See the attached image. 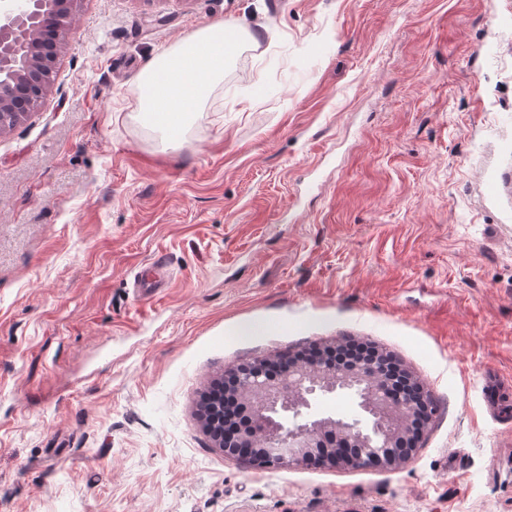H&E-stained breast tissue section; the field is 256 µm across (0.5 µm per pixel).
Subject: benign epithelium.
<instances>
[{
    "label": "benign epithelium",
    "mask_w": 512,
    "mask_h": 512,
    "mask_svg": "<svg viewBox=\"0 0 512 512\" xmlns=\"http://www.w3.org/2000/svg\"><path fill=\"white\" fill-rule=\"evenodd\" d=\"M77 0H3L0 4V134L35 111L53 82L57 44L72 27ZM330 346L314 355L293 354L275 370L256 359L234 369L225 394L206 395L203 426L215 447L261 469L294 467L392 468L397 449L420 442L436 407L420 382L398 392L387 369L390 354L375 349L369 359L338 364ZM348 396L353 418L316 411V403ZM235 403L247 422L223 436L224 399Z\"/></svg>",
    "instance_id": "7a95c632"
}]
</instances>
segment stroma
Returning <instances> with one entry per match:
<instances>
[{"label": "stroma", "mask_w": 512, "mask_h": 512, "mask_svg": "<svg viewBox=\"0 0 512 512\" xmlns=\"http://www.w3.org/2000/svg\"><path fill=\"white\" fill-rule=\"evenodd\" d=\"M218 20L258 42L168 145L132 90ZM342 338L433 397L411 455L214 448L218 378ZM0 512H512V0H78L0 135ZM138 274L135 276V285L142 293L149 294L167 287L168 279L162 271L159 262L156 263L153 271L146 273L140 272Z\"/></svg>", "instance_id": "1"}]
</instances>
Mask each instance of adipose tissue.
I'll list each match as a JSON object with an SVG mask.
<instances>
[{"label":"adipose tissue","mask_w":512,"mask_h":512,"mask_svg":"<svg viewBox=\"0 0 512 512\" xmlns=\"http://www.w3.org/2000/svg\"><path fill=\"white\" fill-rule=\"evenodd\" d=\"M251 38L241 25L215 21L158 53L133 90L139 112L165 138L179 140L190 112L209 98Z\"/></svg>","instance_id":"obj_1"}]
</instances>
